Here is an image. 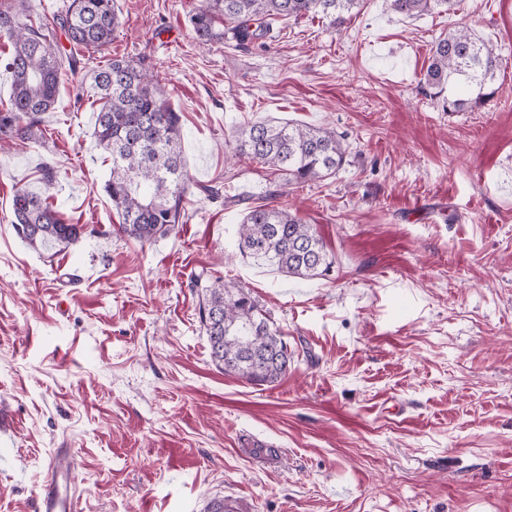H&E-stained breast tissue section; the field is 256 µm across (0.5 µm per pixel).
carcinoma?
Wrapping results in <instances>:
<instances>
[{"label":"carcinoma","instance_id":"carcinoma-1","mask_svg":"<svg viewBox=\"0 0 512 512\" xmlns=\"http://www.w3.org/2000/svg\"><path fill=\"white\" fill-rule=\"evenodd\" d=\"M114 0H70L53 17L35 13L33 0H0V34L10 40L7 61L13 78L7 107L0 109V141H37L44 135L43 114L54 109L60 75L76 71L79 60L61 46L62 32L72 47L88 57L112 44L120 26ZM402 17L434 12L455 15L464 0H384ZM366 0H204L190 17L202 44L229 34L237 44L262 46L280 18L321 16L333 25ZM227 20L231 26H216ZM502 60L496 48L468 27L459 25L438 38L424 75L430 96L446 112L489 109L498 89L491 87ZM92 88L99 101L93 136L111 158L105 184L112 207L121 218L120 230L138 242L170 234L185 217L186 178L182 163L179 113L162 99L144 61L113 58L96 68ZM235 155L261 163L283 178L267 191L273 200L288 186L302 187L336 173L345 148L329 128L289 122L257 121L236 131ZM13 224L30 246L66 248L83 233L67 224L41 194L20 189L13 198ZM241 253L290 277L313 278L330 272L334 260L314 225L288 208L270 204L249 207L239 225ZM200 290L198 318L212 362L226 374L256 385L274 383L288 372L291 353L269 313L242 286L199 274L192 281Z\"/></svg>","mask_w":512,"mask_h":512}]
</instances>
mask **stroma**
I'll return each mask as SVG.
<instances>
[{
    "label": "stroma",
    "instance_id": "obj_1",
    "mask_svg": "<svg viewBox=\"0 0 512 512\" xmlns=\"http://www.w3.org/2000/svg\"><path fill=\"white\" fill-rule=\"evenodd\" d=\"M202 0H116L106 57L153 63L181 116L186 218L125 237L93 137L85 72L64 74L42 140L0 150V512H38L57 449L77 512H512V0L404 18L367 0L343 27L284 19L265 46L200 44ZM491 42L490 112H446L423 75L457 24ZM259 118L330 127L343 167L279 202L334 266L285 276L241 254L246 204L273 180L231 161ZM54 166L46 188L44 165ZM219 186L211 198L203 187ZM22 188L85 235L38 252ZM250 290L294 357L254 385L212 362L200 273Z\"/></svg>",
    "mask_w": 512,
    "mask_h": 512
}]
</instances>
